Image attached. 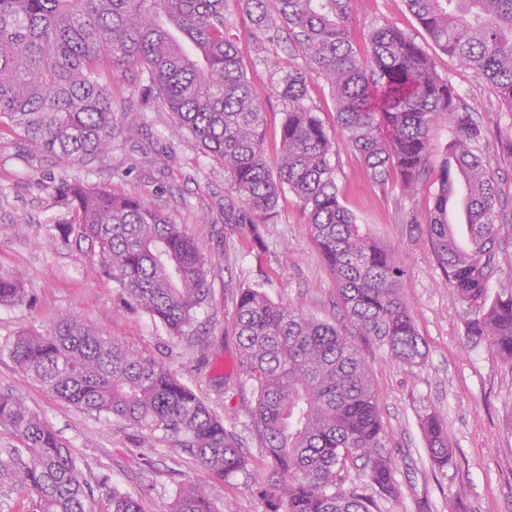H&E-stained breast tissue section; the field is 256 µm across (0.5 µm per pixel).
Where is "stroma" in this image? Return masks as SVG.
Here are the masks:
<instances>
[{"instance_id": "1", "label": "stroma", "mask_w": 512, "mask_h": 512, "mask_svg": "<svg viewBox=\"0 0 512 512\" xmlns=\"http://www.w3.org/2000/svg\"><path fill=\"white\" fill-rule=\"evenodd\" d=\"M230 36L264 99L268 158L279 151L283 104L269 86V64L238 0H227ZM353 39L366 51V34L392 25L414 39L452 81L463 105L484 129L482 153L491 161L502 207L501 236L491 278L493 290L512 289V110L497 91L459 60L440 51L411 14L405 0H351ZM309 102L332 137L340 132L323 80L312 77ZM127 146L91 165L88 177L118 193L135 194L163 210L212 262L210 293L189 335L174 337L131 307L76 243L56 237L59 208L39 189L56 173L54 163L32 157L20 136L0 129V274L23 283L26 303L0 307V342L27 329L47 331L67 315L121 342L129 351L164 363L189 384L211 412L223 418L241 445L258 454L250 382L239 374L238 339L232 314L240 289L256 288L272 302L291 305L320 320L343 318L336 280L310 239L307 218L293 196L280 199L264 228L265 246L224 221V167L165 112H150L128 129ZM158 139L171 146L164 171L143 166L138 148ZM342 205L358 224L395 248L406 269L402 295L426 346L420 364L391 359L375 343H363L379 398L385 445L394 464L396 497L378 500L379 512H512V366L485 345L468 341L465 308L448 285L424 235L412 232L410 215L425 216L436 185L426 180L408 193L395 182L367 177L359 157L344 143L332 158ZM11 392L69 444L84 479L110 485L138 499L143 512H166L181 486L206 471L192 456L158 443L132 447L131 428L76 408L51 394L11 360L0 356V391ZM437 413L448 429L451 460L430 466L422 419ZM23 437L0 427V512H28L14 451ZM249 479L236 476L210 487L217 512H262Z\"/></svg>"}]
</instances>
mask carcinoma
<instances>
[{"instance_id":"carcinoma-1","label":"carcinoma","mask_w":512,"mask_h":512,"mask_svg":"<svg viewBox=\"0 0 512 512\" xmlns=\"http://www.w3.org/2000/svg\"><path fill=\"white\" fill-rule=\"evenodd\" d=\"M266 53L282 32L308 66L273 61L272 89L285 105L280 153L264 148V102L247 76L224 0H0V127L19 132L42 157L62 162L43 186L62 208L54 225L65 240L85 242L104 276L172 336L189 334L206 302L211 262L160 210L141 197L90 182L88 167L124 149L125 129L143 118L112 110L105 73L135 68L155 112L224 166V223H268L292 195L311 239L336 278L346 323L314 319L243 288L232 321L239 371L256 395L263 512H372L374 500L346 490L348 462H362L365 488L397 495L394 462L369 366L356 338L374 340L394 360L425 355L401 294L405 269L340 201L334 141L308 104L311 73L328 84L345 144L379 184L414 191L429 174L437 188L425 234L452 297L466 306V335L512 363V290L490 295L499 198L488 158L478 153L482 127L462 105L435 59L402 31L383 24L368 34V57L351 34V0H239ZM436 46L495 86L512 111V0H405ZM454 136L433 165L436 123ZM156 166L166 145L139 149ZM469 188L464 241L448 223V197ZM27 302L23 285L0 276V307ZM16 367L56 397L136 428V448L164 442L196 457L210 477L249 475L255 460L224 420L166 365L130 353L76 316L44 333L21 330L0 344ZM0 426L25 441L21 483L29 512H96L67 444L37 414L0 391ZM430 462L442 469L452 448L440 419L424 422ZM110 512H140L139 502L98 485ZM167 512H216L201 483L184 484Z\"/></svg>"}]
</instances>
